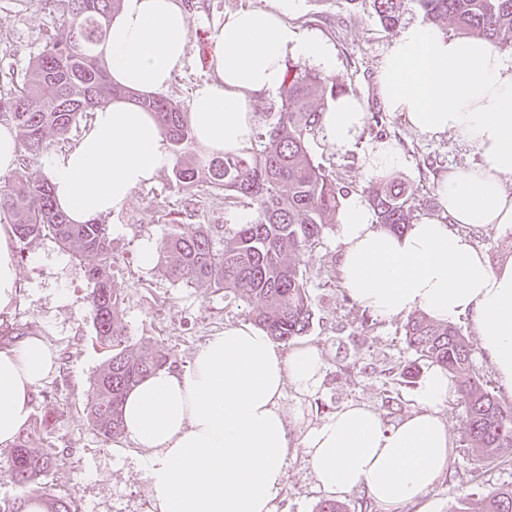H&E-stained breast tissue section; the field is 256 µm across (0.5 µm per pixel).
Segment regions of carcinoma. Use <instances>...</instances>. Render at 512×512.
<instances>
[{
  "mask_svg": "<svg viewBox=\"0 0 512 512\" xmlns=\"http://www.w3.org/2000/svg\"><path fill=\"white\" fill-rule=\"evenodd\" d=\"M122 0H49L61 23L46 39L10 94L0 96V117L16 128L26 150L37 155L47 134L66 135L79 117L114 98H129L154 113L168 141L172 174L183 187L206 180L224 191L229 206L246 199L256 217L231 227L204 224L187 235L174 228L158 263L172 282L231 293L251 306L252 320L272 339L288 343L305 335L313 310L307 279L300 269L306 247L336 223L347 187L314 161L309 138L322 130L328 101L341 92L338 80L300 64L286 66L275 111L257 130L254 144L187 163L183 156L196 144L186 110L162 95L145 96L112 83L97 47L108 20ZM423 21L441 30L453 25L462 34L495 46H512V0H418ZM405 0H373L386 28L397 25ZM412 189L381 175L371 182L367 198L377 223L401 233L410 223ZM0 214L13 224L18 239L31 241L48 232L71 254L88 261L92 288L88 300L96 340L107 359L94 378L86 404L94 429L104 440L123 431L124 395L148 375L172 363L160 345L134 354L128 349L121 295L112 287V240L105 225L73 224L55 205L47 177L34 170L0 190ZM407 347L418 358L456 378L458 404L469 423V442L489 456L512 448V407L489 391L473 368L471 348L450 322L413 316L404 326ZM49 433L39 420L23 429L11 450L15 484L31 490L59 466L58 455L35 444ZM45 512H71L60 495L43 487ZM478 512H512V490L496 489Z\"/></svg>",
  "mask_w": 512,
  "mask_h": 512,
  "instance_id": "obj_1",
  "label": "carcinoma"
}]
</instances>
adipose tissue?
<instances>
[{
  "mask_svg": "<svg viewBox=\"0 0 512 512\" xmlns=\"http://www.w3.org/2000/svg\"><path fill=\"white\" fill-rule=\"evenodd\" d=\"M296 0L243 8L211 32L214 76L198 84L188 120L203 150L237 152L254 141L250 94L280 90L285 61L332 67L328 46L287 21ZM188 15L179 0H122L98 47L113 82L151 95L168 89L185 64ZM386 111L432 137L450 134L477 156L437 185L446 215L425 216L401 234L377 226L361 194L338 215L339 271L351 296L381 317L422 309L448 321L468 316L502 386L512 391V260L494 268L460 224H512V59L490 42L444 35L423 22L405 26L381 64ZM364 106L341 97L322 125L336 148L349 147ZM173 162L154 113L115 99L96 108L80 138L44 161L59 208L77 224L122 211L132 192ZM14 229L0 225V311L14 305ZM53 364L45 341L30 336L0 350V446L27 425L32 397ZM322 370L308 347L283 353L263 330L225 327L188 370L166 367L123 401L124 436L146 449L155 512H272L289 452L286 385L306 390ZM453 393L446 371L422 380L419 410L386 426L350 404L304 438L319 486L332 497L365 489L381 508L413 503L449 463L450 438L438 410Z\"/></svg>",
  "mask_w": 512,
  "mask_h": 512,
  "instance_id": "1",
  "label": "adipose tissue"
}]
</instances>
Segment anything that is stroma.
I'll list each match as a JSON object with an SVG mask.
<instances>
[{
    "instance_id": "obj_1",
    "label": "stroma",
    "mask_w": 512,
    "mask_h": 512,
    "mask_svg": "<svg viewBox=\"0 0 512 512\" xmlns=\"http://www.w3.org/2000/svg\"><path fill=\"white\" fill-rule=\"evenodd\" d=\"M272 5L273 0H190L186 61L168 96L189 105L195 85L212 76L213 27L240 8ZM288 21L330 45L335 59L332 74L342 82L343 95L361 100L367 113L349 148H336L323 132L311 136L308 149L315 161L349 192L361 193L372 176L370 146L395 143L402 161L386 167L385 173L412 187L413 219L440 213L436 180L449 168L467 166L473 152L447 134L421 135L399 113L384 111L380 64L398 28L381 25L372 0H297ZM58 25V12L43 0H0V94L10 92L12 76L23 75L30 58ZM378 111L383 117L377 121L373 115ZM254 218L246 200L225 205L223 192L204 181L179 187L167 169L154 182L136 189L122 212L101 216L111 232L112 286L124 299L131 351L163 345L172 351L174 367L184 369L225 326L250 323L247 305L233 296L172 283L158 268H143L138 254L143 240L163 244L174 226L189 234L202 224H247ZM337 233V226H330L300 257L312 299V325L282 350L312 348L321 356L324 370L310 391L291 386L285 391L282 405L290 417L291 446L274 512H316L326 497L316 485L303 444L309 429L349 404L372 409L384 424L396 423L417 410L420 387L416 381L402 382L398 366L415 361L420 372L430 369L406 345V316L382 319L348 297L338 271ZM468 234L492 267L512 259V225L490 224L469 229ZM14 254L19 294L11 309L0 312V322L42 337L57 356L54 370L38 387L32 403L33 418H51V445L65 457L47 477L48 487L69 501L74 512H152L143 449L122 438L104 441L85 411L107 354L95 339L84 261L49 235L15 242ZM455 325L472 346L473 364L483 384L502 403L512 405V393L500 386L471 321L463 317ZM439 415L451 440L449 466L423 503L402 505L395 512H421L426 505L432 512H457L463 506L474 512L490 491L512 488V453L485 458L468 447V419L456 399H449Z\"/></svg>"
}]
</instances>
